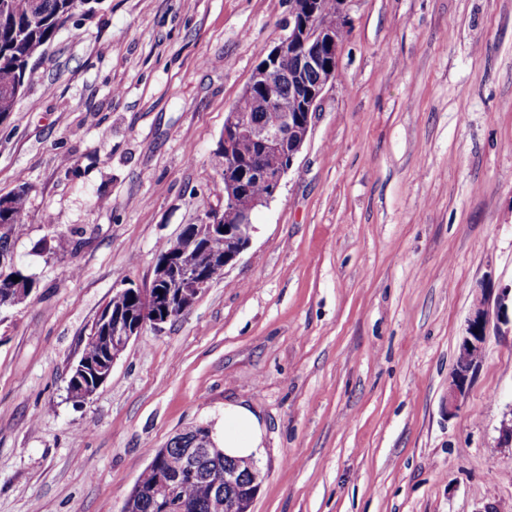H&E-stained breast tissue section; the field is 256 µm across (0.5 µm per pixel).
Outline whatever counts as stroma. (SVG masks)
Listing matches in <instances>:
<instances>
[{
	"mask_svg": "<svg viewBox=\"0 0 512 512\" xmlns=\"http://www.w3.org/2000/svg\"><path fill=\"white\" fill-rule=\"evenodd\" d=\"M291 7L101 0L0 116V196L28 191L13 256L37 282L0 312V512H122L152 450L235 403L265 427L250 512L512 506L497 315L448 411L477 297L512 284V0H348L336 75L248 248L68 395L114 289L149 286L161 244L223 211L224 120Z\"/></svg>",
	"mask_w": 512,
	"mask_h": 512,
	"instance_id": "1",
	"label": "stroma"
}]
</instances>
